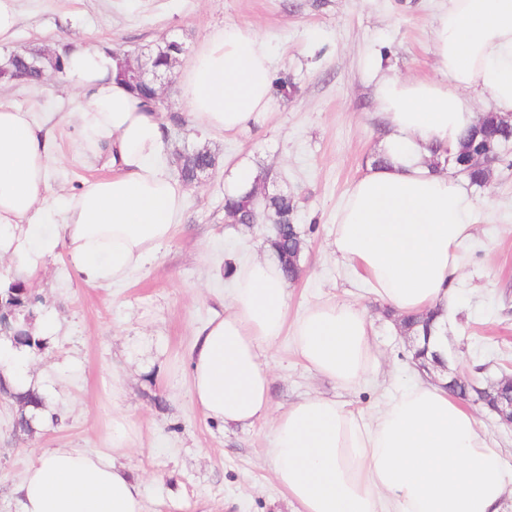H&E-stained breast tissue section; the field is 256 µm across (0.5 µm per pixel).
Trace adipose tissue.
I'll return each mask as SVG.
<instances>
[{
	"mask_svg": "<svg viewBox=\"0 0 512 512\" xmlns=\"http://www.w3.org/2000/svg\"><path fill=\"white\" fill-rule=\"evenodd\" d=\"M433 54L436 75L423 79L375 58L385 162L367 164L349 190L331 246L396 315L436 311L429 348L444 352L478 202L428 160L456 151L476 102L512 114V0H448ZM115 68L111 48L67 50L61 79L76 94L82 151L110 170L76 192L48 196L52 153L39 117L0 103V259L27 275L61 250L85 282H123L182 220L184 190L168 172L162 121L113 79ZM274 79L270 43L235 23L213 29L178 72L191 121L228 135L266 123ZM231 284L229 307L196 331L188 358L191 393L208 419L245 426L268 416L260 350L286 332L309 370L342 387L374 372L362 308L328 300L289 320L272 256L234 264ZM0 381L19 394L33 388L24 350L2 340ZM129 443L130 426L119 422L111 453H43L15 490L19 512H144L140 480L116 460ZM269 455L291 512H501L512 496V464L444 382L427 375L372 415L322 394L299 398L276 417Z\"/></svg>",
	"mask_w": 512,
	"mask_h": 512,
	"instance_id": "obj_1",
	"label": "adipose tissue"
}]
</instances>
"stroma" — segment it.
Returning <instances> with one entry per match:
<instances>
[{
  "instance_id": "obj_1",
  "label": "stroma",
  "mask_w": 512,
  "mask_h": 512,
  "mask_svg": "<svg viewBox=\"0 0 512 512\" xmlns=\"http://www.w3.org/2000/svg\"><path fill=\"white\" fill-rule=\"evenodd\" d=\"M439 6L440 0H20L17 32L0 47L5 54L76 40L143 59L168 38L190 50L234 22L269 41L275 73L294 86L271 121L233 137L195 129L178 87L170 86L160 114H179L183 122L169 126L166 151L205 148L217 157L209 178L187 185L171 239L120 285L83 282L60 254L30 277L29 292L40 300L33 318L50 326L30 365L43 417L32 434L15 432L18 406L0 394V512H19L14 489L43 450L111 451L112 425L122 418L132 426V446L120 461L142 482L145 512H291L272 477V418L245 428L206 420L187 368L195 332L224 312L227 263L266 253L269 225L224 217V179L244 156L271 173L268 193L297 200L306 247L303 272L288 285L290 317L328 299L358 304L372 322L380 360L363 383L344 389L308 370L290 336H281L261 350L274 413L319 393L372 411L417 381L408 336L337 260L330 241L336 214L381 138L371 61L381 54L400 75L434 76L431 33ZM59 85L55 77L37 86L1 81L0 100L44 115L54 177L75 191L106 170L80 152L71 103ZM471 194L482 204L478 231L462 252L450 368L483 387L512 373V152Z\"/></svg>"
}]
</instances>
